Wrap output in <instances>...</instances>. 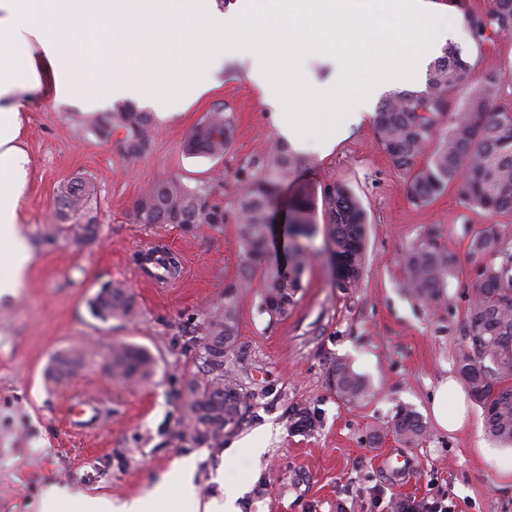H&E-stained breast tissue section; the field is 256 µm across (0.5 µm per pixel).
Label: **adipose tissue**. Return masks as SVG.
I'll use <instances>...</instances> for the list:
<instances>
[{"label": "adipose tissue", "mask_w": 512, "mask_h": 512, "mask_svg": "<svg viewBox=\"0 0 512 512\" xmlns=\"http://www.w3.org/2000/svg\"><path fill=\"white\" fill-rule=\"evenodd\" d=\"M437 19L432 0H235L226 12L213 0H0V266L14 270L0 291L17 288L32 262L19 236L30 104L48 97L104 111L136 97L172 113L209 88L224 50L245 60V77L299 147L307 124L335 129L337 100L355 103V122L369 90L418 80L457 34ZM300 53L334 63L336 75L314 80L298 70ZM282 74L293 84L284 113ZM193 478V464L177 462L163 480L178 499L103 498L97 512H179L194 498Z\"/></svg>", "instance_id": "obj_1"}]
</instances>
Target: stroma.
Returning a JSON list of instances; mask_svg holds the SVG:
<instances>
[{
  "label": "stroma",
  "instance_id": "obj_1",
  "mask_svg": "<svg viewBox=\"0 0 512 512\" xmlns=\"http://www.w3.org/2000/svg\"><path fill=\"white\" fill-rule=\"evenodd\" d=\"M436 2L440 19L457 26L454 43L476 76L501 73L498 102L512 106V35L476 45L464 11L448 0ZM215 81L181 111L154 113L153 149L136 160L116 141L95 135L92 114L49 98L25 114L31 172L22 230L33 263L16 295L0 300V512H40L52 484L80 491L85 512H95L104 496L173 499L176 489L162 485L161 477L175 461L190 458L197 499L182 504V512L223 500L228 488L243 491L239 512H386L371 506L378 489L418 502L443 491L454 512H512V447L486 436L482 406L472 403L468 425L455 433L440 429L430 408L440 380L456 372L477 279L470 240L490 224L512 237V213L472 208L451 188L428 205H414L404 189L406 172L381 149L373 116L364 114L337 131L329 151H309V169L285 183L280 212L298 194L311 200L316 253L287 316L269 317L261 310V286L278 252L249 267L235 223L187 232L133 221L138 197L154 181L191 188L218 183L219 200L232 207L237 171L280 140L260 87L245 79L238 61L223 58ZM216 108L234 118L229 151L220 159L187 156L185 139ZM77 176L93 182L96 193L87 214L72 221L93 218L96 236L81 246L62 237L47 241L60 220L59 188ZM333 182L348 184L368 217L363 275L351 291L336 287L323 254L328 237L321 191ZM431 228L460 259L434 308L402 287L401 256ZM155 241L166 243L181 264L180 276L162 288L142 279L133 261ZM245 267L250 274L238 292L237 368L243 385L258 393V404L225 433L220 447L210 448L187 427L186 387L204 374L190 339ZM109 283L133 294L135 317L104 322L92 314L89 300ZM115 342L147 348L156 358L154 375L135 383L107 376L102 358ZM72 350L86 351V359L72 374L53 378L54 359ZM336 359L369 378V399L352 405L336 396L327 380ZM83 397L97 398L102 407L97 426L86 431L69 419L71 405ZM295 407L316 413L315 430L290 427ZM403 409L427 424L418 446L386 432ZM260 427L268 431L260 455H226L231 443Z\"/></svg>",
  "mask_w": 512,
  "mask_h": 512
}]
</instances>
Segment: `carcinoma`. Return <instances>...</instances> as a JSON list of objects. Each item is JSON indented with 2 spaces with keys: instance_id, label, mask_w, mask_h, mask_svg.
I'll return each instance as SVG.
<instances>
[{
  "instance_id": "1",
  "label": "carcinoma",
  "mask_w": 512,
  "mask_h": 512,
  "mask_svg": "<svg viewBox=\"0 0 512 512\" xmlns=\"http://www.w3.org/2000/svg\"><path fill=\"white\" fill-rule=\"evenodd\" d=\"M473 38L484 43L512 33V0H493L487 11L465 10ZM472 65L457 47L444 49L427 71L422 90H395L385 94L374 116L379 143L393 165L408 173L405 191L409 200L423 205L453 185L459 199L488 212H512V108L496 105L500 75H485L470 82ZM467 90L463 105L452 108L454 96ZM233 117L222 111L207 113L185 139L183 151L194 157L221 158L231 147ZM95 134L108 140L117 129L124 131L120 148L130 158L148 154L153 146L154 124L150 113L126 105L103 112L93 121ZM426 156L416 166L420 156ZM309 165L301 154L282 145L270 149L245 172L235 198L237 234L244 254H265L273 232L274 204L282 179ZM93 191L91 181L77 177L62 185V208L80 210ZM212 190L189 188L177 180L149 184L137 199L133 220L137 224H178L191 232L201 224L220 227L229 212L211 197ZM322 205L328 226V260L340 288L359 286L366 258V212L351 189L341 183L327 184ZM288 232L294 246L288 263L263 282L261 308L272 318L288 315L302 288V277L311 256L310 242L317 229L307 200H300L288 214ZM65 235L77 246L95 237L94 224H56L49 238ZM438 230L430 229L404 253L403 288L433 306L441 302L458 257L440 242ZM495 226L473 238L471 250L478 260L477 284L463 324L456 352L457 369L464 384L485 413L488 434L503 445H512V247ZM164 254L169 277L179 275V262L163 244L148 249L146 261ZM229 282L224 302L206 315L199 358L209 380L189 385L188 412L195 438L210 448L224 432L239 426L255 406V394L239 377L236 362L238 288ZM93 315L103 321L131 318L136 304L128 289L106 285L89 303ZM155 358L145 348L115 344L104 357V369L114 380L141 381L154 373ZM328 382L336 395L349 404L371 394L368 381L350 364L337 359L328 368ZM317 415L308 408L290 413L291 427L312 430ZM388 432L408 446L419 444L426 424L411 410L397 413Z\"/></svg>"
}]
</instances>
